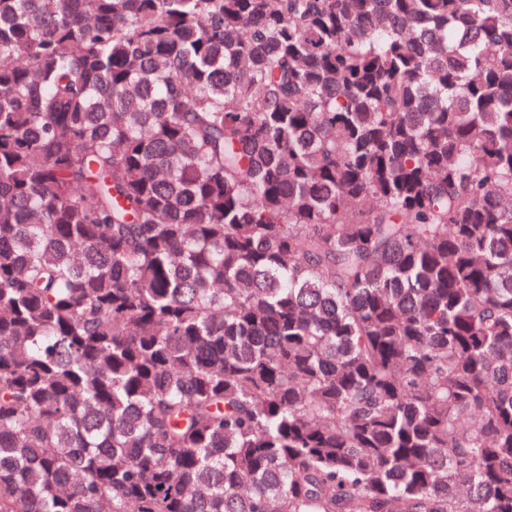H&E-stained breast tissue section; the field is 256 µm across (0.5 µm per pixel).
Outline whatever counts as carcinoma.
<instances>
[{"mask_svg":"<svg viewBox=\"0 0 512 512\" xmlns=\"http://www.w3.org/2000/svg\"><path fill=\"white\" fill-rule=\"evenodd\" d=\"M0 512H512V0H0Z\"/></svg>","mask_w":512,"mask_h":512,"instance_id":"cac0c4a2","label":"carcinoma"}]
</instances>
